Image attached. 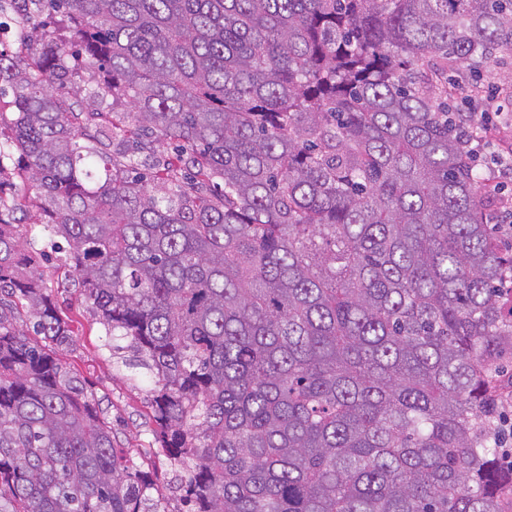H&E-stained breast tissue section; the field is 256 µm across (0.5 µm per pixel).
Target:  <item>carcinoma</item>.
Returning a JSON list of instances; mask_svg holds the SVG:
<instances>
[{"label":"carcinoma","mask_w":512,"mask_h":512,"mask_svg":"<svg viewBox=\"0 0 512 512\" xmlns=\"http://www.w3.org/2000/svg\"><path fill=\"white\" fill-rule=\"evenodd\" d=\"M19 2L52 30L0 49V512H167L63 360L34 213L188 512H512V254L448 120L512 0Z\"/></svg>","instance_id":"cac0c4a2"}]
</instances>
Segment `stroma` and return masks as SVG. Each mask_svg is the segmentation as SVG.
<instances>
[{"label": "stroma", "mask_w": 512, "mask_h": 512, "mask_svg": "<svg viewBox=\"0 0 512 512\" xmlns=\"http://www.w3.org/2000/svg\"><path fill=\"white\" fill-rule=\"evenodd\" d=\"M511 74L501 66L485 68L479 78L462 83L449 103L462 112L468 111L474 97L498 104L499 88ZM18 230L33 241L35 251L41 252L40 266L49 276L59 306L73 321L75 344L64 355L66 363L99 401L119 454L147 473L153 483L152 496L161 498L168 512H181L183 505L171 489L181 470L153 435L152 376L145 369L132 367L129 349L113 350L112 338L96 320L91 303L74 289L64 287L69 270L65 255L52 249V238L42 225L22 224Z\"/></svg>", "instance_id": "stroma-1"}]
</instances>
